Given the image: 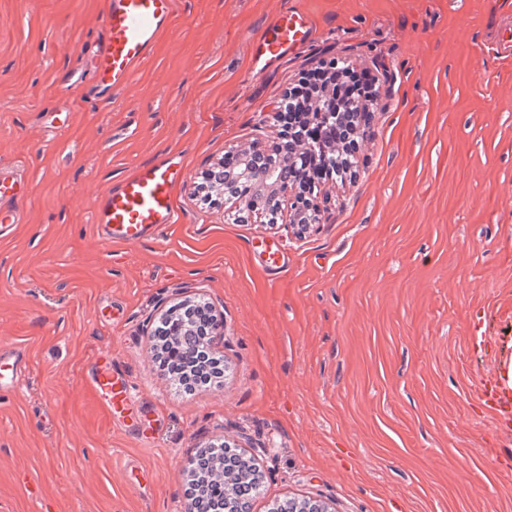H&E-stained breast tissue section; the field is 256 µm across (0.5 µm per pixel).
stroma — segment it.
I'll return each instance as SVG.
<instances>
[{
  "mask_svg": "<svg viewBox=\"0 0 512 512\" xmlns=\"http://www.w3.org/2000/svg\"><path fill=\"white\" fill-rule=\"evenodd\" d=\"M292 0H181L118 101L90 90L103 0H0V167L30 182L0 233V512H184L198 449L265 475L253 512H512V436L467 355L485 302L512 307V64L479 51L494 0H306L316 39L250 74L249 41ZM377 70L355 172L323 181V221L234 223L197 193L227 147L279 142L286 89L318 63ZM185 153L180 221L101 238L96 199ZM280 249L281 268L267 266ZM224 319L220 385L187 396L154 331L183 301ZM126 379L111 407L93 378ZM22 358L19 352H5L0 349V384L2 380L10 379L14 383L21 372ZM219 447L213 448L208 451V448H205L201 450L200 452L196 453V456L194 457L192 461V470H191V479H190V487H189V496H191V492L196 489L195 485H197L200 481L201 475L200 470L197 468V464L200 462L199 460L201 458H207V459H214L217 458L220 459V462L224 463V467L229 468L232 467V458L234 457V453H236V448H231L228 446V448H224V443H221L217 445ZM223 446V447H220ZM206 450L208 452H206Z\"/></svg>",
  "mask_w": 512,
  "mask_h": 512,
  "instance_id": "obj_1",
  "label": "stroma"
}]
</instances>
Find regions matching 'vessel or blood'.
Here are the masks:
<instances>
[{
    "label": "vessel or blood",
    "mask_w": 512,
    "mask_h": 512,
    "mask_svg": "<svg viewBox=\"0 0 512 512\" xmlns=\"http://www.w3.org/2000/svg\"><path fill=\"white\" fill-rule=\"evenodd\" d=\"M179 0H104V39L92 57L93 83L101 100H115L157 44L171 36ZM315 16L304 6L277 11L249 43L254 73L276 67L311 43ZM487 42L501 60L512 61V17L492 29ZM188 173L183 153H164L117 180L100 196L94 222L111 243H135L179 220L174 194ZM29 183L0 170V228L15 223V202L24 200ZM469 351L480 358L512 351V325L499 306H487L473 322ZM477 400L491 415L496 431L512 433V382L490 374L481 378Z\"/></svg>",
    "instance_id": "vessel-or-blood-1"
}]
</instances>
